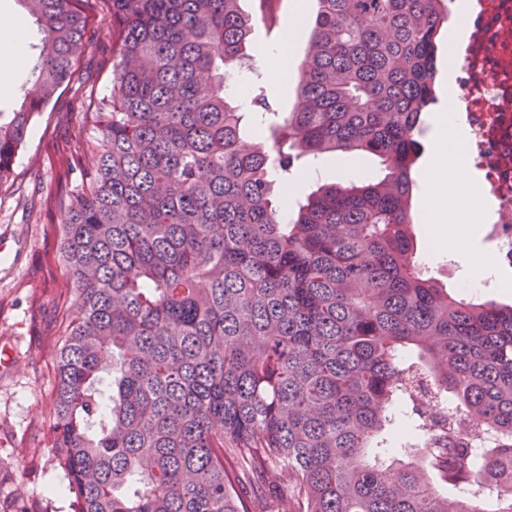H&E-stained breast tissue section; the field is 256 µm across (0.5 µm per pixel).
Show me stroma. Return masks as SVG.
<instances>
[{
    "label": "stroma",
    "instance_id": "obj_1",
    "mask_svg": "<svg viewBox=\"0 0 512 512\" xmlns=\"http://www.w3.org/2000/svg\"><path fill=\"white\" fill-rule=\"evenodd\" d=\"M87 22L85 47L69 85L32 125L12 177L0 182V345L22 360L0 372V512H74L67 477L52 446L55 357L74 298L60 257V211L81 192L84 171L103 141L93 114L112 90V0H77ZM330 182L362 183L378 169L367 156L340 153L320 162ZM428 276L458 288L459 255L430 251L426 225L416 227Z\"/></svg>",
    "mask_w": 512,
    "mask_h": 512
}]
</instances>
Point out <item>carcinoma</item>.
Returning <instances> with one entry per match:
<instances>
[{
  "label": "carcinoma",
  "instance_id": "carcinoma-1",
  "mask_svg": "<svg viewBox=\"0 0 512 512\" xmlns=\"http://www.w3.org/2000/svg\"><path fill=\"white\" fill-rule=\"evenodd\" d=\"M0 112V180L85 45L72 0ZM241 0H112L105 148L63 212L76 290L53 447L78 512H512V305L422 273L412 213L448 0H317L288 117L224 78L252 62ZM358 151L362 186L286 213L295 162ZM427 444L387 447L404 408Z\"/></svg>",
  "mask_w": 512,
  "mask_h": 512
}]
</instances>
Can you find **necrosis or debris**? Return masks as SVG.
I'll list each match as a JSON object with an SVG mask.
<instances>
[{"mask_svg": "<svg viewBox=\"0 0 512 512\" xmlns=\"http://www.w3.org/2000/svg\"><path fill=\"white\" fill-rule=\"evenodd\" d=\"M470 2L451 108L470 130L468 165L490 186V254L512 265V0Z\"/></svg>", "mask_w": 512, "mask_h": 512, "instance_id": "1", "label": "necrosis or debris"}]
</instances>
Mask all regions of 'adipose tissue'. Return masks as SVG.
Returning a JSON list of instances; mask_svg holds the SVG:
<instances>
[{
    "instance_id": "1",
    "label": "adipose tissue",
    "mask_w": 512,
    "mask_h": 512,
    "mask_svg": "<svg viewBox=\"0 0 512 512\" xmlns=\"http://www.w3.org/2000/svg\"><path fill=\"white\" fill-rule=\"evenodd\" d=\"M27 60L23 18L0 10V92L10 91ZM430 127L435 156L421 176L424 219L430 226L434 246L464 254V282L478 288L496 275L489 256L470 250L471 243L481 235V205L488 189L468 174L463 150L467 128L445 112L433 113Z\"/></svg>"
}]
</instances>
